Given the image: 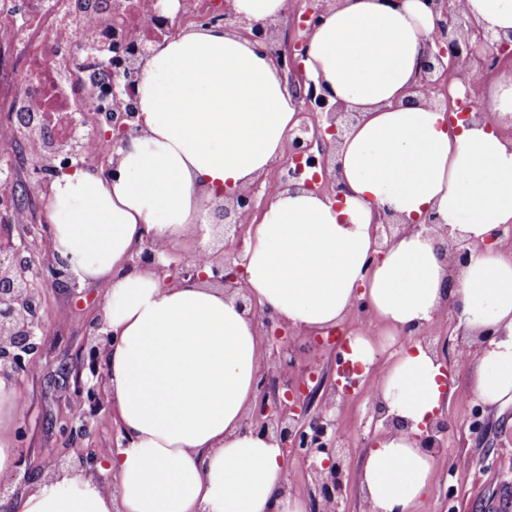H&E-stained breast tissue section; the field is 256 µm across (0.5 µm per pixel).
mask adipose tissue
<instances>
[{
  "label": "adipose tissue",
  "instance_id": "obj_1",
  "mask_svg": "<svg viewBox=\"0 0 512 512\" xmlns=\"http://www.w3.org/2000/svg\"><path fill=\"white\" fill-rule=\"evenodd\" d=\"M493 33L512 34V0H464ZM433 18L422 0H339L313 30L304 72L357 119L336 150L340 197L278 190L251 225L242 280L250 305L300 332L339 324L365 300L384 331L410 342L377 365L371 334L351 338L352 362L377 378L376 397L406 424L367 453L359 484L371 512H411L431 486L434 458L417 436L455 388L416 335L453 305L481 342L470 394L512 404V244L481 250L512 225V70L486 92L489 114L448 129L443 110L412 100ZM140 131L116 150L117 172L57 176L47 197L50 249L97 283L110 343L104 378L126 443L103 449L99 472H63L16 497L11 512H305L284 492L278 441L250 429L261 369L259 330L236 295L199 279L165 285L128 269L136 246L200 253L219 232L213 204L254 184L296 124V100L276 63L223 26L182 29L143 64ZM433 215L472 250L452 263L443 235L416 229ZM403 233L382 247L377 221Z\"/></svg>",
  "mask_w": 512,
  "mask_h": 512
}]
</instances>
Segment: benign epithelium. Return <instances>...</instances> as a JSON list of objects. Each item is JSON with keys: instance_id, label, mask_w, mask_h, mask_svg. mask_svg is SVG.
<instances>
[{"instance_id": "7a95c632", "label": "benign epithelium", "mask_w": 512, "mask_h": 512, "mask_svg": "<svg viewBox=\"0 0 512 512\" xmlns=\"http://www.w3.org/2000/svg\"><path fill=\"white\" fill-rule=\"evenodd\" d=\"M431 11L434 31L428 45L427 56L416 82L410 91L425 101L435 102L444 108L449 124H454L453 113L460 110L470 114L477 106V82L480 77L496 72L509 62L512 64V37L496 39L481 25L465 15L462 0H422ZM327 0H308L301 15L300 27L306 37L283 47L275 42L269 21H248L224 4V28H241L256 45L258 51L270 56L279 69L297 71L299 59L305 56L308 38L322 21ZM156 43L134 46L123 56L122 64L112 72V112L107 122H96V135L111 141L112 148L126 143L139 133L135 101V86L140 77L141 64L150 57ZM456 77L465 87L464 94L454 96L449 92L448 79ZM289 90L309 112V121L301 122L289 131V156L291 163H302L313 170L310 177H302L294 168L287 169L280 179L267 183L264 197L275 188H285L291 182H302V187L322 194L329 180L336 179V143L355 113L332 101L325 88L299 74L289 83ZM236 220L224 225V234H233L235 245L224 254L206 257L212 277L210 281L231 290L241 287L244 264L240 224L256 205L252 190L235 191L229 195ZM42 251L48 261L37 262L34 257L22 256L23 250L15 249L11 256L0 258V381L16 382L23 374L34 371L39 360L37 340L43 332V321L38 302V284L45 273L61 275L64 266L51 257L49 242H43ZM149 266L164 284H179L205 277L203 264L193 265L182 257L168 256V263L160 261L156 248L146 244L135 248L128 267ZM257 315L268 336L279 349L274 353L276 368L258 376L259 399L247 424L255 429L272 433L279 440L285 459L298 458L309 464L316 488L317 512H340L339 505L346 489L345 449L350 439L336 427L334 409L338 383L325 384V379L305 370L301 375L289 373L293 368L291 333L288 324L272 312ZM98 337V345L89 349L82 363L86 376L74 380L73 394L77 408L62 417L60 433L70 441L87 434L85 417L103 408L104 380L100 372L101 351L106 349L110 333L105 331L102 318L89 324ZM372 428L399 430L403 422L386 416V407L374 400ZM448 422L436 418L428 422L417 436L420 447L436 455L445 447Z\"/></svg>"}]
</instances>
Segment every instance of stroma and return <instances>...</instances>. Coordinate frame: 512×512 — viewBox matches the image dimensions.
Listing matches in <instances>:
<instances>
[{"mask_svg":"<svg viewBox=\"0 0 512 512\" xmlns=\"http://www.w3.org/2000/svg\"><path fill=\"white\" fill-rule=\"evenodd\" d=\"M7 113L0 112V186L21 195L24 218L16 220L13 211L0 210V242L26 246L38 251L45 236L43 191L31 188L32 155L13 144ZM44 334L40 340L41 371L22 375L16 389L24 405L21 416L28 428L25 439L17 441L16 461L31 469V480L54 476L51 463L61 460L70 466L81 448L111 445L116 425L109 410L91 419L89 432L76 447L65 448L58 435L57 420L68 413L73 391L65 385L62 372L76 374L80 359L92 337L88 323L98 312L100 290L72 274L47 276L40 284ZM453 307H445L434 328L439 354L451 373L458 393L444 412L448 420L447 446L434 459V479L429 492L418 499L413 512H512V405L492 408L469 396L471 371L459 365L461 344L479 349L476 339L462 336ZM295 365L324 374L326 380H339L342 373L332 350L316 348L309 334L293 337ZM376 379L373 374L356 378L346 399L336 403V423L348 436L346 473L347 494L340 512H366L358 484V472L375 435L371 431V402ZM484 429H473L475 419ZM30 480V481H31Z\"/></svg>","mask_w":512,"mask_h":512,"instance_id":"obj_1","label":"stroma"}]
</instances>
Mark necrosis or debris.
<instances>
[{
	"label": "necrosis or debris",
	"instance_id": "4bbe7bcc",
	"mask_svg": "<svg viewBox=\"0 0 512 512\" xmlns=\"http://www.w3.org/2000/svg\"><path fill=\"white\" fill-rule=\"evenodd\" d=\"M173 17L158 0H0V102L11 112L27 113L34 127L52 125L74 137L73 119L85 112L106 113L112 83L105 70L115 49L167 35ZM84 41L67 42L72 25ZM26 42L32 54L20 55ZM40 71L45 81L17 97L12 93L20 69Z\"/></svg>",
	"mask_w": 512,
	"mask_h": 512
}]
</instances>
